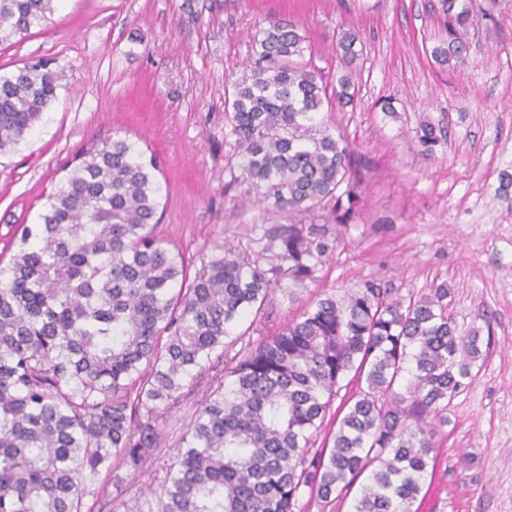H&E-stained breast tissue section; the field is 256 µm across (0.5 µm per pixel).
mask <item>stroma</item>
<instances>
[{"instance_id":"35a3bbf8","label":"stroma","mask_w":512,"mask_h":512,"mask_svg":"<svg viewBox=\"0 0 512 512\" xmlns=\"http://www.w3.org/2000/svg\"><path fill=\"white\" fill-rule=\"evenodd\" d=\"M438 0H56L20 43L0 48V75L44 59L58 76L55 101L34 135L0 156V248L10 227L37 220L48 194L94 140L129 138L163 163L164 213L156 232L194 265L225 245L262 267L278 264L253 187L224 167V90L247 74L259 31L298 22L303 59L328 81L340 75L336 42L357 37L355 95L332 124L363 175L346 223L311 216L338 238L300 301L275 288L267 316L246 335L276 333L303 304L342 298L363 280L420 292L440 283L459 330L489 331L487 355L448 405V424L412 512H512V0H473L465 65L439 66ZM390 111H382V104ZM429 123L447 133L434 156L420 152ZM205 376L160 421L140 471L113 463L107 497L85 512H136L173 462L181 437L214 389Z\"/></svg>"}]
</instances>
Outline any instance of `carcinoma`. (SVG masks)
I'll return each instance as SVG.
<instances>
[{
  "label": "carcinoma",
  "instance_id": "carcinoma-1",
  "mask_svg": "<svg viewBox=\"0 0 512 512\" xmlns=\"http://www.w3.org/2000/svg\"><path fill=\"white\" fill-rule=\"evenodd\" d=\"M54 2L0 0V46L46 23ZM440 9L445 36L431 54L443 66L467 52L472 4L440 0ZM303 42L291 20L254 39L249 77L224 92L233 137L225 169L279 211L329 207L339 222L359 179L321 114L353 102L356 37L339 39L344 73L333 86L300 61ZM56 97L40 60L0 75V155L33 135ZM443 136L424 124L418 140L431 154ZM74 161L0 266V512H82L85 497L106 496L96 478L112 458L139 470L160 417L221 358L224 379L148 512H295L304 490L328 504L362 477L351 512H412L448 403L485 353L480 330L458 333L447 284L402 295L365 280L230 356L234 329L260 316L273 283L288 277L297 301L337 239L313 224H280L271 238L288 267L263 268L226 246L192 273L156 234V156L114 137ZM350 374L358 389L317 448Z\"/></svg>",
  "mask_w": 512,
  "mask_h": 512
}]
</instances>
